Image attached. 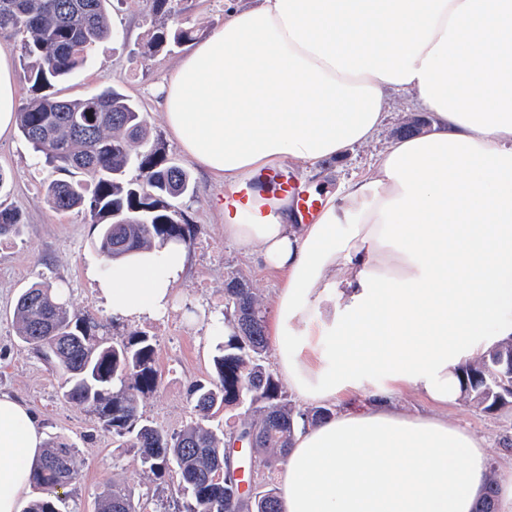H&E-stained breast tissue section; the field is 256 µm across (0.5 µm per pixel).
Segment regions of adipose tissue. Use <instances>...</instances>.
Instances as JSON below:
<instances>
[{
  "label": "adipose tissue",
  "instance_id": "1",
  "mask_svg": "<svg viewBox=\"0 0 512 512\" xmlns=\"http://www.w3.org/2000/svg\"><path fill=\"white\" fill-rule=\"evenodd\" d=\"M391 90L430 114V132L325 195L313 223L284 200L261 212L273 195L261 173L368 142ZM160 95L189 159L256 201L225 210L224 236L282 276L266 333L284 384L307 403L363 393L295 432L281 512H473L491 467L483 440L394 396L457 400L460 366L512 336V0H226L223 25ZM18 108L1 51L0 139ZM185 264L170 244L91 279L114 317L137 319L167 309ZM43 449L35 415L0 394V512H19ZM395 401L400 408L411 412L430 408L428 400L413 388L399 390Z\"/></svg>",
  "mask_w": 512,
  "mask_h": 512
}]
</instances>
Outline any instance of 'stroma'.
Masks as SVG:
<instances>
[{
	"mask_svg": "<svg viewBox=\"0 0 512 512\" xmlns=\"http://www.w3.org/2000/svg\"><path fill=\"white\" fill-rule=\"evenodd\" d=\"M175 19L205 38L224 22V0H172ZM113 27L124 40L122 47L101 44L91 65L64 84L62 93L83 98L116 84L139 103L152 142L191 175L194 193L180 201L185 222L199 232L187 249L183 276L173 286V301L160 317L117 319L97 298L88 270L103 271L104 261L91 247V217L82 210L58 212L45 200L47 184L58 171L38 164L19 134L0 140V172L9 178L8 193L0 203L18 209L23 223L17 236L0 242V393L25 403L37 415L46 440L75 444L80 476L64 493L62 512H95L97 500L112 483H121L142 495L146 512H175L169 501L179 477L170 474L168 488H158L148 476L135 449L118 447L111 432L102 429L91 409L63 396L62 378L40 360L31 346L19 341L14 307L19 294L35 283L63 289L72 311L86 316L100 334L114 340L144 333L156 348L160 383L140 403V412L165 433L179 431L195 418L189 386L212 373V357L224 339V290L230 278L253 288L266 315H274L281 276L259 268L243 248L224 236V216L213 205L224 186L198 169L169 134L158 89L184 55V48L144 57L153 18L145 0H112ZM387 117L374 137L344 156L324 160L307 170L291 161L287 167L302 188L318 185L334 192L347 181L374 169L395 139V130L417 106L407 94H387ZM439 416L460 424L481 437L497 467L512 466V406L496 412L458 400L440 408Z\"/></svg>",
	"mask_w": 512,
	"mask_h": 512,
	"instance_id": "obj_1",
	"label": "stroma"
}]
</instances>
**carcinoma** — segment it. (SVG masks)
I'll return each mask as SVG.
<instances>
[{
  "label": "carcinoma",
  "instance_id": "carcinoma-1",
  "mask_svg": "<svg viewBox=\"0 0 512 512\" xmlns=\"http://www.w3.org/2000/svg\"><path fill=\"white\" fill-rule=\"evenodd\" d=\"M111 0H0V34L21 35L20 66L28 96L17 129L44 161L65 178L45 188L57 211L88 212L97 229L93 248L105 262L161 247L188 246L198 228L181 219L177 201L193 191L189 173L158 147L148 145L139 104L112 86L79 99L57 95L55 87L89 65L97 46L120 40L112 29ZM196 37L179 23L153 26L142 54L182 46ZM130 168L137 178H127ZM92 178L89 185L80 179ZM21 213L0 206V239L19 232ZM227 336L213 356V375L191 386L198 419L172 435L139 412L140 398L154 392L160 375L151 337L121 343L95 334L86 318L70 310L61 294L35 283L19 295L14 317L19 339L63 378L68 401L93 409L115 438L131 436L153 480L170 471L180 478L177 512H279L274 473L285 463L298 422L332 417L325 407L296 408L267 362L265 312L253 290L236 280L224 291ZM462 399L487 411L505 405L512 391V338L462 367ZM238 408V421L217 435L208 421L221 409ZM244 441L258 460L259 490L240 493L231 450ZM222 481L214 482L217 472ZM79 479L75 448L59 442L47 448L32 484L43 496L24 512H58L57 490ZM496 473L485 481L475 512H494ZM96 512H141L136 493L114 485L100 497Z\"/></svg>",
  "mask_w": 512,
  "mask_h": 512
}]
</instances>
